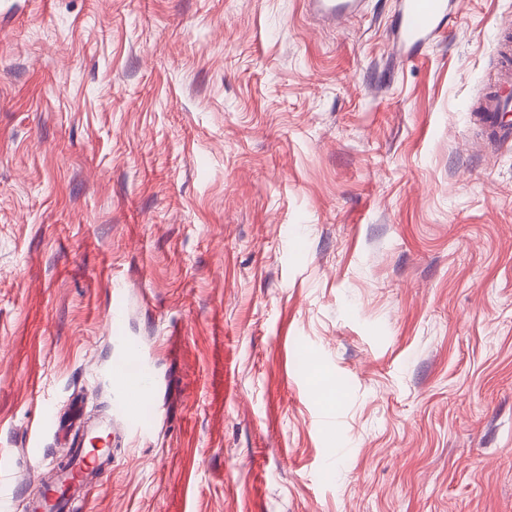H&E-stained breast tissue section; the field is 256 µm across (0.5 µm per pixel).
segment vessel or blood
Segmentation results:
<instances>
[{
  "mask_svg": "<svg viewBox=\"0 0 512 512\" xmlns=\"http://www.w3.org/2000/svg\"><path fill=\"white\" fill-rule=\"evenodd\" d=\"M313 12L322 18L342 21L357 12L362 0H308ZM454 0H400L396 22V39L402 46H424L439 33L454 12ZM499 86L485 98L478 119L492 137L512 136V94L503 88L512 85V49L504 51ZM127 302L122 288H113L109 328L114 358L100 372V380L109 390L111 402L104 418L73 431L53 409H46L38 432L29 445L32 453H41V438L49 435L68 457L67 468L56 478V485L45 496L34 499L30 512H70L72 495L91 493L100 477L112 468V452L100 448L90 452L85 441L94 436H109L120 428L132 440L148 441L156 430V421L148 415L158 389L152 362L141 343L125 332Z\"/></svg>",
  "mask_w": 512,
  "mask_h": 512,
  "instance_id": "vessel-or-blood-1",
  "label": "vessel or blood"
}]
</instances>
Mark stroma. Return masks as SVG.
I'll use <instances>...</instances> for the list:
<instances>
[{"label":"stroma","instance_id":"obj_1","mask_svg":"<svg viewBox=\"0 0 512 512\" xmlns=\"http://www.w3.org/2000/svg\"><path fill=\"white\" fill-rule=\"evenodd\" d=\"M0 0V448L152 352L156 436L83 512H512V0ZM307 3L317 16L339 22L357 12L362 0H308ZM455 0H400L396 39L401 46H424L454 14ZM510 84L512 87V49L507 40L498 85L485 98L481 110L477 114L480 123L493 138H508L512 134V123L510 124L507 120L512 112V94H503L501 91L503 87Z\"/></svg>","mask_w":512,"mask_h":512}]
</instances>
